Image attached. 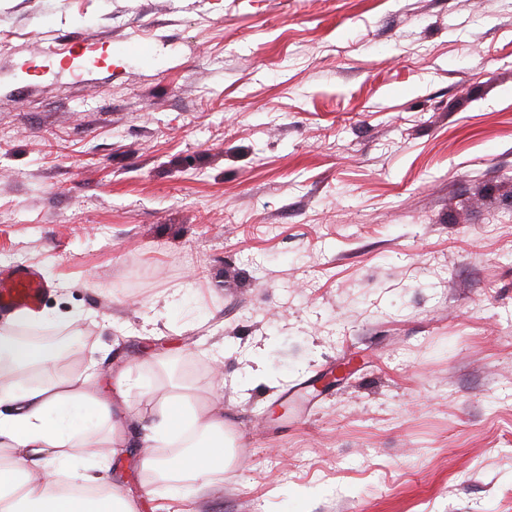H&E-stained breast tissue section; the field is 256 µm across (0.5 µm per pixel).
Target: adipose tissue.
Instances as JSON below:
<instances>
[{
	"label": "adipose tissue",
	"mask_w": 512,
	"mask_h": 512,
	"mask_svg": "<svg viewBox=\"0 0 512 512\" xmlns=\"http://www.w3.org/2000/svg\"><path fill=\"white\" fill-rule=\"evenodd\" d=\"M12 329L9 323L0 326V403L16 406L15 412H0V512H133L116 493L89 497L64 490L61 467L74 448L101 449L83 486H98L101 473L108 470L111 436L99 438L75 429L73 421L82 414L111 420L112 402L90 393L87 374L54 372L36 384L15 382L20 368L46 365L54 350L17 342ZM177 442L180 451L166 458L157 454L158 444ZM137 443L144 469L190 479L198 494L235 464L223 408L213 403L199 407L181 396L164 399L160 421L146 428Z\"/></svg>",
	"instance_id": "adipose-tissue-1"
}]
</instances>
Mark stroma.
<instances>
[{"mask_svg":"<svg viewBox=\"0 0 512 512\" xmlns=\"http://www.w3.org/2000/svg\"><path fill=\"white\" fill-rule=\"evenodd\" d=\"M0 41L13 333L94 365L137 512L171 395L234 438L190 512H512V0H0ZM46 284L29 268L13 270L0 276V311L36 309L46 293Z\"/></svg>","mask_w":512,"mask_h":512,"instance_id":"35a3bbf8","label":"stroma"}]
</instances>
